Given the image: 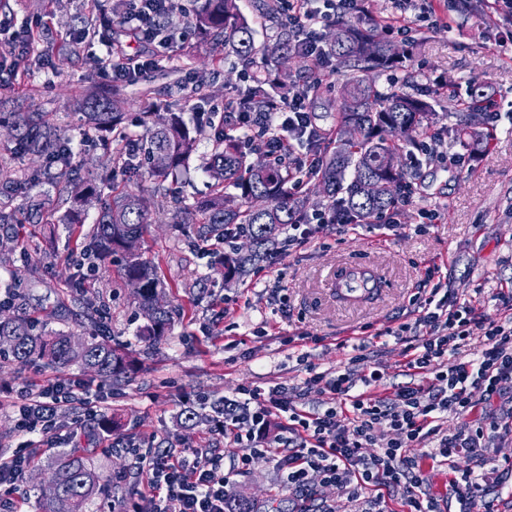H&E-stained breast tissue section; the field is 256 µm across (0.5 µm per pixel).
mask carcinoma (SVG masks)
I'll return each instance as SVG.
<instances>
[{"label":"carcinoma","instance_id":"carcinoma-1","mask_svg":"<svg viewBox=\"0 0 512 512\" xmlns=\"http://www.w3.org/2000/svg\"><path fill=\"white\" fill-rule=\"evenodd\" d=\"M197 33L205 38L221 35L224 47L241 59L255 63L258 48L250 23L238 8L237 0H203L193 17ZM393 44L380 36L375 26L361 21L337 23L335 38L325 49L336 65L353 71L341 92V108L336 112V136L322 146V166L312 173L319 191L331 202H340L350 221L358 223L394 208L406 173L400 164L403 153L419 139L401 137L406 127L425 135L435 127L446 131L449 145L470 152L480 151L490 134L481 128L491 94L488 86L471 81L466 96L455 98L460 123L448 128L435 112L433 98H421L397 89L383 92L369 73L396 67L405 54L392 51ZM278 57L307 58L297 38L286 35L271 48ZM127 99L111 90L86 95L76 102L82 111L86 131L101 137L110 151L113 167L135 166L136 155L151 161L152 185L136 191L121 189L111 200L100 202V191L90 181L76 180L71 174L72 157L56 112L34 105L28 112H1L0 127L9 131L11 154L33 156L41 166L10 172L0 164V228L14 224H51L54 213H61L65 224H82L88 207L100 203L94 221L93 249L105 262L118 255L122 259L125 283L138 286L134 299L146 323L136 336L158 345L171 326L172 309L154 307L159 291L167 287L159 264L143 257L137 243L160 207H171L175 224H195L196 235L206 241L224 235L228 224L245 225L251 250L237 248L224 253L216 269L224 281L243 276L247 266L272 257L270 247L290 224L308 214L307 199L291 194L288 169L269 161L255 160L239 141L224 131L190 128L176 112L161 113L152 103H144L139 116L143 135L137 153L125 152L119 134L125 130L123 110ZM354 129V138H344V128ZM213 142L207 172L213 180L210 194L189 203L175 191L196 149L199 138ZM369 181L390 184L388 191L371 197ZM28 297L20 291H6L0 300V361L27 366L40 364L60 370L77 364L111 384L129 379L128 352L112 346L105 337L101 304L87 303L89 330L85 347H71L73 336L38 323L27 314ZM51 480L40 488L36 512H54L59 497L71 501V512H87L89 502L109 490L107 480L96 472L82 448L55 455L50 462Z\"/></svg>","mask_w":512,"mask_h":512}]
</instances>
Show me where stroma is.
<instances>
[{"label": "stroma", "instance_id": "1", "mask_svg": "<svg viewBox=\"0 0 512 512\" xmlns=\"http://www.w3.org/2000/svg\"><path fill=\"white\" fill-rule=\"evenodd\" d=\"M115 2L7 0L0 8V112H24L38 103L59 113L80 175L94 180L105 199L111 195V180L130 188L150 184V165L143 159L134 173L111 172L102 147L87 135L73 109L76 97L109 87L113 45L130 53L137 49L117 23L111 41L78 37L87 22L110 14ZM267 2L237 0L262 49L272 47L283 32L280 16L267 12ZM173 3L176 50L136 83L122 85L129 101L126 127H135L145 97L161 111L181 113L190 124L192 103L220 106L247 87V65L225 52L223 43L200 38L190 25L197 0ZM428 7L447 20V27L422 22L411 38L390 35V42L409 49L410 56L403 68L372 72V79L380 90L398 86L415 96L428 95L437 76L461 89L478 80L493 92L489 112L496 117V134L484 152L461 168L437 153L421 156L409 178L413 201L400 207L397 228L368 224L353 232L313 224L307 243L291 246L282 258L261 262L227 284L211 257L217 242L197 239L192 225L174 226L170 211L158 212L141 251L144 258L161 261L168 283L165 299L176 312L166 340L151 350L134 336L144 319L118 264L100 262L89 242L73 247L61 224L26 225L17 234L0 230L1 288L23 280L31 305L49 312L50 325L77 336L83 333L85 300L104 301L108 335L140 354L130 381L108 391V410L121 413L122 432L109 436L88 424L74 440L91 450L97 472L112 483L110 495L96 500L89 512H122L145 492L146 477L129 447L210 446L221 450L225 463L236 459L239 446L230 436L212 434L210 420L190 430L181 427L176 415L186 405L205 397L233 399L250 386L284 387L294 404L306 408L327 402L328 393L303 390L306 364L321 372L344 369L352 354L349 341L414 321L415 301L426 282L446 277L452 296L469 302L478 318L512 304L510 293L500 300L492 297L500 285L512 283V46L505 42L512 19L496 12L493 0H483L480 11L469 16L458 12L457 0H430ZM30 26L39 27L41 35L26 57L30 75L21 81L6 39ZM423 207L438 210L435 223L419 225L417 211ZM78 257L86 258L87 274L77 271ZM350 265L380 272L383 285L377 296L356 304L337 298L331 279ZM77 279L87 286L80 297L71 291ZM300 335L308 338L305 347L289 348L287 338ZM404 351V343L391 340L368 344L365 355L385 371L388 385L397 386L406 381ZM75 378L94 388L100 384L76 365L53 371L0 364V390L5 392L48 381L65 385ZM284 480L274 462L257 458L235 476L228 492L248 498L257 512H291Z\"/></svg>", "mask_w": 512, "mask_h": 512}]
</instances>
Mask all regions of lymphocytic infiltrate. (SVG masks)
I'll list each match as a JSON object with an SVG mask.
<instances>
[{"label": "lymphocytic infiltrate", "mask_w": 512, "mask_h": 512, "mask_svg": "<svg viewBox=\"0 0 512 512\" xmlns=\"http://www.w3.org/2000/svg\"><path fill=\"white\" fill-rule=\"evenodd\" d=\"M166 2L128 0L121 21L145 50L133 56L116 51L113 83L137 81L156 68L171 48L174 36L160 22ZM282 8L289 32L306 41L314 74L321 82L331 67L322 56L319 26L354 13L373 14L370 0H282ZM315 94V87L307 84L285 99H229L224 103V119L242 138L260 141L273 161L293 155L297 146H306L304 166L312 173L322 164L316 146L327 135L310 108ZM440 290L437 284L430 288L414 322L384 331L385 336L408 342L404 385L384 389V371L357 353L349 358L348 368L333 376L307 366L303 385L329 392L326 408H299L280 388L256 387L247 392L252 426L244 432L237 425V401L226 400L224 424L218 432L232 434L240 445L237 464L225 467L212 448L132 449L138 470L146 476L147 491L130 512H227L234 475L260 456L285 470L297 512H330L324 502L315 499L309 480L313 472L321 475L323 483L344 488L355 502L371 487L399 488L410 512H440L437 500L426 492L423 459L408 453L433 436L439 442L428 459L444 464L465 455L472 462L471 468L454 472L448 479V492L458 512H498L503 489H512V462L493 463L486 449L492 442L512 440V312L500 311L478 321L469 303L440 297ZM477 332L484 338L482 349L472 359L461 360L463 347ZM477 389L485 400L496 402V410L478 415L472 399ZM74 402L82 405L88 421L100 417L106 404L103 396L84 383L61 389L48 382L27 392L18 403L17 427L22 433L41 436L49 446L70 439L73 431L63 427L59 415L63 406ZM275 413L288 419V443L283 448L264 439ZM450 414L460 424L447 432L441 421ZM380 427L387 428L392 439L375 450L373 433ZM32 456V449L25 447L0 458V512H17L13 492Z\"/></svg>", "instance_id": "lymphocytic-infiltrate-1"}]
</instances>
